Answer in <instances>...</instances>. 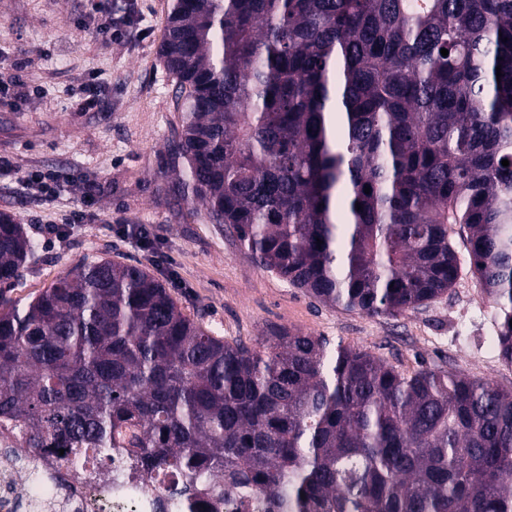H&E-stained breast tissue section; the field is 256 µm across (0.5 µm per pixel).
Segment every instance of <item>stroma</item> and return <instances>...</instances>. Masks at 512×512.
<instances>
[{
  "instance_id": "1",
  "label": "stroma",
  "mask_w": 512,
  "mask_h": 512,
  "mask_svg": "<svg viewBox=\"0 0 512 512\" xmlns=\"http://www.w3.org/2000/svg\"><path fill=\"white\" fill-rule=\"evenodd\" d=\"M172 2L103 0L113 16L133 17L124 38L105 43L76 26L84 0H0V82L17 85L15 98L0 102V156L15 167L0 176V211L39 244L11 298L27 300L107 256L148 269L185 315L223 337L251 345L290 328L403 369L421 357L512 388V367L490 342L496 310L470 273L462 232L453 235L461 271L447 294L395 318H370L326 306L262 269L202 206L183 199L171 174L176 80L159 56ZM87 89L98 109L78 108ZM32 169L60 172L69 183L58 197L36 195L24 180ZM77 210L87 224L60 238L46 233ZM136 224L151 226L152 248L131 237Z\"/></svg>"
}]
</instances>
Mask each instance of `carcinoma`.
Segmentation results:
<instances>
[{
    "instance_id": "carcinoma-1",
    "label": "carcinoma",
    "mask_w": 512,
    "mask_h": 512,
    "mask_svg": "<svg viewBox=\"0 0 512 512\" xmlns=\"http://www.w3.org/2000/svg\"><path fill=\"white\" fill-rule=\"evenodd\" d=\"M159 54L183 195L260 267L397 317L455 283L457 225L512 365V0H174ZM37 249L1 211L0 420L27 447L161 475L180 512L230 490L264 512H512V390L282 327L229 341L105 258L6 297Z\"/></svg>"
}]
</instances>
